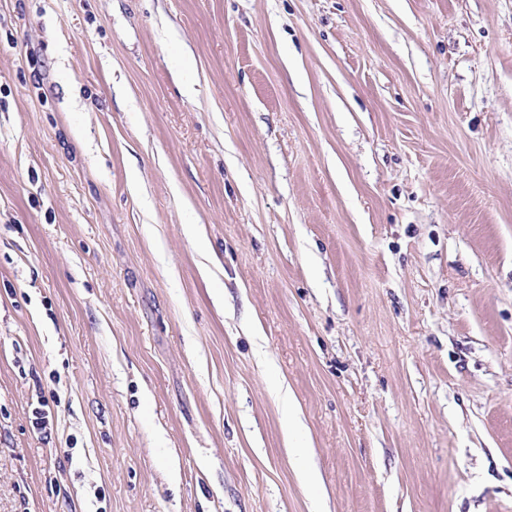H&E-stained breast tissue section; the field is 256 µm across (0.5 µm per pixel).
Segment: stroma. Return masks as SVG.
<instances>
[{
  "mask_svg": "<svg viewBox=\"0 0 512 512\" xmlns=\"http://www.w3.org/2000/svg\"><path fill=\"white\" fill-rule=\"evenodd\" d=\"M0 512H512V0H0Z\"/></svg>",
  "mask_w": 512,
  "mask_h": 512,
  "instance_id": "stroma-1",
  "label": "stroma"
}]
</instances>
